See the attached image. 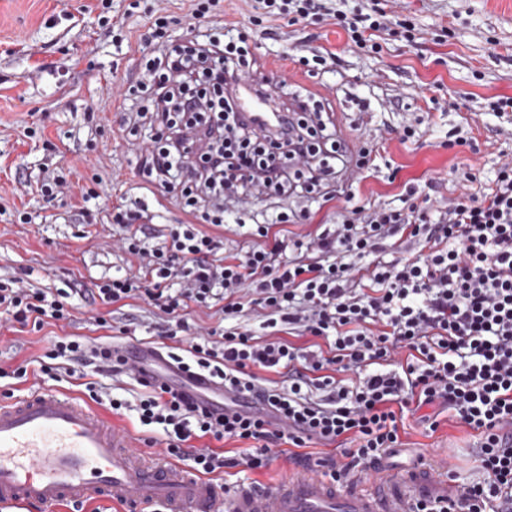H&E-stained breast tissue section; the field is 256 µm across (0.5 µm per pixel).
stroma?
<instances>
[{"label":"stroma","instance_id":"35a3bbf8","mask_svg":"<svg viewBox=\"0 0 512 512\" xmlns=\"http://www.w3.org/2000/svg\"><path fill=\"white\" fill-rule=\"evenodd\" d=\"M391 22L411 20L414 41L388 37L380 55L351 50L345 32L327 20L301 30L279 18L257 33L258 65L277 69L293 88L321 100L322 118L350 136L374 142L372 170L352 185L356 198L402 208L408 191L433 205L462 190L475 193L512 160V113L487 108L488 98L512 95V0H380ZM130 0H0V281L23 278L29 288L70 290L74 320L42 330L20 328L0 314V367L42 354L56 336H100L96 318L112 326L134 324L136 337L157 347L188 348L193 337L216 325L209 310L188 317L189 328L174 341L161 337L165 317L141 300L119 307L95 301L104 279L137 271L139 262L121 247L124 231L112 224L113 207L147 208L155 243L191 222L159 189L144 182L139 157L146 144L124 131L126 109L138 101L121 96L137 77L144 13ZM123 19L130 40L118 43L104 18ZM332 52L341 66L307 73L294 57ZM42 128L43 141L24 137L25 127ZM413 140L402 141L405 127ZM71 169L70 188L50 200L37 189L42 166ZM475 174L465 185L460 171ZM101 181L90 201L97 221L78 223L72 209L92 178ZM277 198L250 199L241 213H227L209 232L223 254L247 248L240 221H262L278 212ZM30 221H19L20 213ZM405 445L387 457L402 471L424 455L443 468L469 471L472 431L442 419L428 433L418 417L405 421Z\"/></svg>","mask_w":512,"mask_h":512}]
</instances>
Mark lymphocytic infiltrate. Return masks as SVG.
Listing matches in <instances>:
<instances>
[{
	"mask_svg": "<svg viewBox=\"0 0 512 512\" xmlns=\"http://www.w3.org/2000/svg\"><path fill=\"white\" fill-rule=\"evenodd\" d=\"M189 2L185 15H151L140 80L128 89L148 96L129 130H149L143 178L216 227L224 224L225 198L237 193L334 199L344 149L320 112L301 114L293 135L262 133L243 119L231 86L252 72V33L270 18L306 26L334 18L350 46L377 54L386 12L377 0L351 14L330 11L324 0H261V11L226 39L222 0ZM202 23L214 28L203 40ZM179 25L186 35L176 42L171 29ZM193 127L201 142L185 140ZM343 196L347 214L309 240L283 237L290 217L282 211L256 225L248 250L224 257L219 239L192 224L150 244V216L114 208L113 223L127 230L122 247L141 272L103 280L99 300L147 301L166 316L162 333L171 338L186 330L188 309L214 310L219 324L188 355L168 357L178 372L222 384L224 406L196 407L189 389L170 380L142 382L133 402L93 385L89 398L162 430L165 455L196 474L262 469L273 446L284 445L292 459L316 461L337 481L402 447L405 414L432 407L429 431L445 411L476 433L479 476L460 482L446 502H418L415 512H512V162L481 192L436 209L358 205L351 191ZM396 241L418 255L394 256ZM247 308L259 330L240 324ZM0 311L37 331L74 317L60 295L15 279L0 282ZM303 337L309 345H300ZM34 365L53 381L79 366L116 379L131 373L107 344L83 336L54 337ZM227 440L245 447L225 456ZM313 444L334 453L313 457Z\"/></svg>",
	"mask_w": 512,
	"mask_h": 512,
	"instance_id": "f902f5d3",
	"label": "lymphocytic infiltrate"
}]
</instances>
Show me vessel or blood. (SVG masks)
Listing matches in <instances>:
<instances>
[{"label":"vessel or blood","instance_id":"b4317fda","mask_svg":"<svg viewBox=\"0 0 512 512\" xmlns=\"http://www.w3.org/2000/svg\"><path fill=\"white\" fill-rule=\"evenodd\" d=\"M262 82L255 73L238 83L239 110L263 130H291L294 113L276 110ZM114 351L134 369L162 357L134 342L117 343ZM450 490L447 476L426 463L401 474L379 464L343 487L301 466L279 485L227 494L183 466L147 457L111 416L55 388L0 404V508L15 512H54L92 498L135 512H413L417 502Z\"/></svg>","mask_w":512,"mask_h":512}]
</instances>
